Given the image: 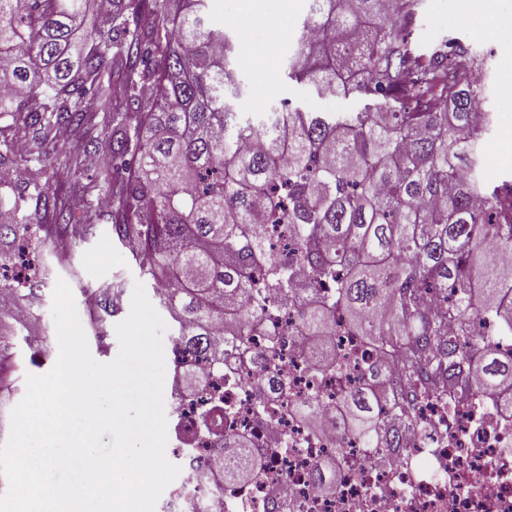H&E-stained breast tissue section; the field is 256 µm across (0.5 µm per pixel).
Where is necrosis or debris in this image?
<instances>
[{"mask_svg": "<svg viewBox=\"0 0 512 512\" xmlns=\"http://www.w3.org/2000/svg\"><path fill=\"white\" fill-rule=\"evenodd\" d=\"M279 361L288 379V396L277 399L265 418L253 412V372L243 366L218 387L236 415L225 436L250 435L259 458L266 460L263 480L206 490L214 469L208 446L193 428L198 399L182 391L186 368H204V360L175 353L171 382L173 420L167 445L179 451L181 472L166 488V512H512V410L502 395L458 384L447 393L406 377V352L391 348L385 337L373 339L337 329L336 351L347 364L348 382L357 384L365 368L380 371L379 408L389 431L378 446L341 427L326 424L341 401L343 382L332 375L313 376L307 359L309 341L294 324L291 310H280ZM318 392L316 412L322 423L310 426L289 412L310 392ZM335 458L336 490L317 491L313 465ZM461 486L449 492L450 477Z\"/></svg>", "mask_w": 512, "mask_h": 512, "instance_id": "necrosis-or-debris-1", "label": "necrosis or debris"}]
</instances>
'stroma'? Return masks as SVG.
Wrapping results in <instances>:
<instances>
[{
	"label": "stroma",
	"mask_w": 512,
	"mask_h": 512,
	"mask_svg": "<svg viewBox=\"0 0 512 512\" xmlns=\"http://www.w3.org/2000/svg\"><path fill=\"white\" fill-rule=\"evenodd\" d=\"M309 5L310 0H287L281 10L272 14L260 6L252 8V15L266 21L277 20L278 25L261 57L240 55L235 60L249 94L260 91L270 108L283 105L312 112L369 111L372 102L364 96H321L311 85L284 81L282 72L295 46L296 26L307 14ZM450 35L483 52L487 78L482 105L494 112L496 126L512 128V65L503 54L504 44L512 42V25L493 20L483 9L481 0H421L420 12L411 27L412 42L426 50ZM249 94L239 102L238 110L244 117L255 120L260 113L252 108ZM37 134L36 128L14 123L11 114L0 115V142H8L16 149L15 155L6 160L13 171V179L5 187V194L29 193V183L40 165L26 161L20 151L33 142ZM81 150L80 143L73 137L50 143L48 161L62 168L64 174L53 184L48 199L29 204L25 211L27 218L42 228L44 245L38 261L46 270V285L32 301L41 314L39 321L31 323L25 335L15 336L13 341L12 357L17 372L11 401L15 404L25 395L26 375L46 374L57 361L52 302L58 282H65L77 301L88 286L98 289L109 284L119 290L118 302L112 308L96 315L82 307L77 310L81 324L93 325L96 331L95 336L88 339L91 355L107 363L119 353L115 326L128 316L135 284L142 279L137 261L118 242L109 217L99 206L102 190L91 182L89 167L66 165L68 158ZM71 205L77 206L83 214L86 229L57 223L55 207Z\"/></svg>",
	"instance_id": "obj_1"
}]
</instances>
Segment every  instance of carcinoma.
Masks as SVG:
<instances>
[{
  "mask_svg": "<svg viewBox=\"0 0 512 512\" xmlns=\"http://www.w3.org/2000/svg\"><path fill=\"white\" fill-rule=\"evenodd\" d=\"M92 0H0V113L39 127L67 129L84 156L102 153L97 178L110 195L108 216L119 242L139 260L140 274L164 282L159 297L175 322V347L222 372L218 327L251 361L248 339L277 333L266 320L292 306L311 336L312 373L336 369L331 323L341 318L358 336H387L411 347L408 369L456 384L474 374L485 390L512 391V350L477 333L478 309L512 336V271L498 255L512 251V183L488 186L481 133L460 136L482 107L480 54L455 37L420 51L409 39L419 0H311L286 77L320 95L360 94L370 112L328 114L272 108L242 120L234 101L246 93L231 61L238 41L204 23L207 0H109L92 31ZM144 14L147 30L129 33L125 16ZM149 83L154 105L112 118V148L94 135L91 107L111 112L114 89ZM135 122L134 138L127 124ZM26 197L0 201V244L37 249L41 237L20 213ZM279 225L293 246L270 248ZM13 238H8V235ZM40 266L0 292L33 297L45 286ZM428 292L443 298L425 308ZM459 339L446 338L448 324ZM191 395L206 375L183 376ZM273 411L281 379L253 380ZM373 372L345 392L338 423L374 446L383 422ZM230 410L216 397L199 418L221 471L214 487L259 477L247 435L227 439L218 419ZM334 459L311 474L331 486Z\"/></svg>",
  "mask_w": 512,
  "mask_h": 512,
  "instance_id": "cac0c4a2",
  "label": "carcinoma"
}]
</instances>
